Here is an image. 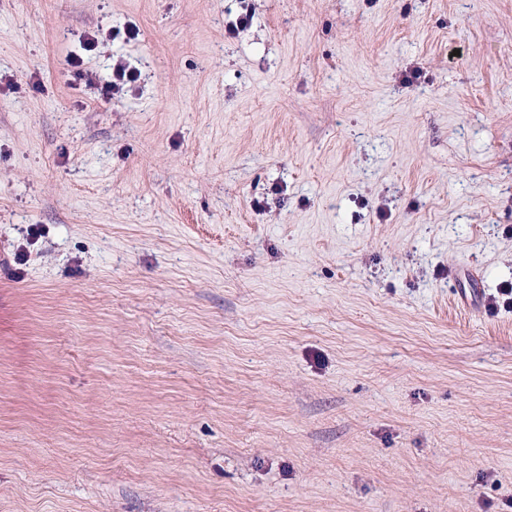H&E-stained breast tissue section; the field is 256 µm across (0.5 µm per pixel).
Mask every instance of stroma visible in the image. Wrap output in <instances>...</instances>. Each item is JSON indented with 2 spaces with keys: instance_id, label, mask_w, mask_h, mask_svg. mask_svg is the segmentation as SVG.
<instances>
[{
  "instance_id": "35a3bbf8",
  "label": "stroma",
  "mask_w": 512,
  "mask_h": 512,
  "mask_svg": "<svg viewBox=\"0 0 512 512\" xmlns=\"http://www.w3.org/2000/svg\"><path fill=\"white\" fill-rule=\"evenodd\" d=\"M510 284L512 0H0V512H499ZM112 76V82L102 90L106 95L119 93L124 86L134 83L138 78L137 73L122 61L113 65Z\"/></svg>"
}]
</instances>
